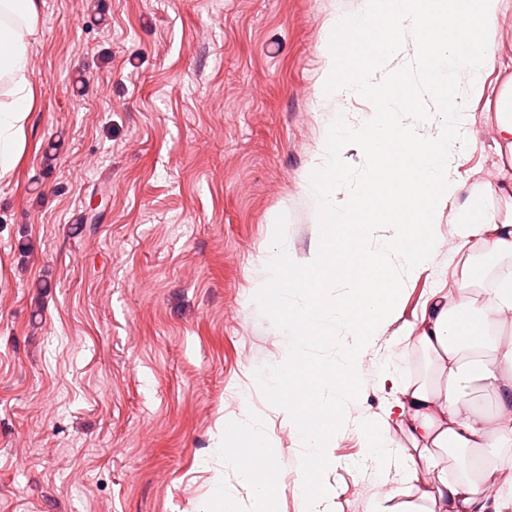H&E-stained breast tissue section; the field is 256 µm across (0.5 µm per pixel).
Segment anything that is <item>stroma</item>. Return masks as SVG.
Instances as JSON below:
<instances>
[{"label": "stroma", "mask_w": 512, "mask_h": 512, "mask_svg": "<svg viewBox=\"0 0 512 512\" xmlns=\"http://www.w3.org/2000/svg\"><path fill=\"white\" fill-rule=\"evenodd\" d=\"M359 2L40 0L23 151L0 179V512H208L218 484L228 512H253L220 451L225 421L247 415L265 432L243 445L253 483L273 482L271 512H306L300 436L255 376L285 361L287 338L252 298L278 215L292 260L315 258L313 156L337 115L357 127L372 109L315 90L330 27ZM510 76L502 0L441 247L356 360L322 512L405 499L397 424L392 447L371 446L394 402L385 377L432 372L407 331L431 289L454 285L455 207L481 222L499 206L483 188L500 179L491 100Z\"/></svg>", "instance_id": "obj_1"}]
</instances>
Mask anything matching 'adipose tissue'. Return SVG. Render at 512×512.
I'll list each match as a JSON object with an SVG mask.
<instances>
[{"instance_id":"ef3b65f1","label":"adipose tissue","mask_w":512,"mask_h":512,"mask_svg":"<svg viewBox=\"0 0 512 512\" xmlns=\"http://www.w3.org/2000/svg\"><path fill=\"white\" fill-rule=\"evenodd\" d=\"M37 17V0H0V79L9 84L7 100L0 101V178L17 163L29 120L27 61ZM495 119V150L507 193L512 191V79L498 90ZM456 235L455 286L431 292L412 331L432 373L399 385L395 398L400 428L415 452L412 462L423 465L425 473L415 501L389 512H506L512 505V471L484 454L488 448L512 449V340L502 339L504 329L512 326V273L490 288L476 287L470 276L474 251L512 259V207L482 222L460 211ZM463 310L474 313L475 321L458 324ZM472 387L492 398L493 413L471 405L467 391ZM261 434L255 419L225 422V466L249 476L251 466L241 445ZM452 449L466 457L453 472L448 469Z\"/></svg>"}]
</instances>
